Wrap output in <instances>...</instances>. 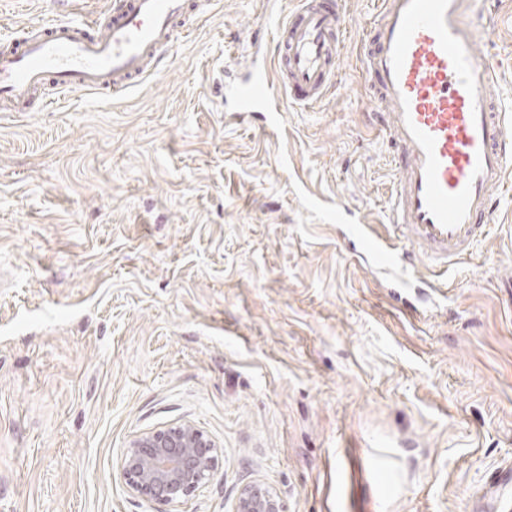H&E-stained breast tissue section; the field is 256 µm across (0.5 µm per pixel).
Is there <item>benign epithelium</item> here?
<instances>
[{"label": "benign epithelium", "mask_w": 512, "mask_h": 512, "mask_svg": "<svg viewBox=\"0 0 512 512\" xmlns=\"http://www.w3.org/2000/svg\"><path fill=\"white\" fill-rule=\"evenodd\" d=\"M217 470L214 442L190 422L171 423L134 438L119 464L120 477L136 496L170 506L195 496ZM234 512H284L278 494L252 482L237 497Z\"/></svg>", "instance_id": "obj_1"}]
</instances>
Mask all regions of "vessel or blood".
<instances>
[{
  "mask_svg": "<svg viewBox=\"0 0 512 512\" xmlns=\"http://www.w3.org/2000/svg\"><path fill=\"white\" fill-rule=\"evenodd\" d=\"M472 0H381L365 26L367 107L385 131L394 173L390 221L399 244L355 223L360 254L401 276L414 256L446 268L469 256L497 218L499 193L512 189V113L501 104L496 64L477 53ZM197 0H119L110 17L38 24L35 32L0 37V110L40 112L45 88L119 93L156 75L159 47L193 29ZM342 0H298L272 32L277 71L249 68L233 90L242 112L283 121L285 101L323 98L338 67L346 33Z\"/></svg>",
  "mask_w": 512,
  "mask_h": 512,
  "instance_id": "1",
  "label": "vessel or blood"
}]
</instances>
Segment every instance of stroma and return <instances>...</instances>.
<instances>
[{
	"instance_id": "obj_1",
	"label": "stroma",
	"mask_w": 512,
	"mask_h": 512,
	"mask_svg": "<svg viewBox=\"0 0 512 512\" xmlns=\"http://www.w3.org/2000/svg\"><path fill=\"white\" fill-rule=\"evenodd\" d=\"M296 4L211 0L126 96L0 112V512H158L117 466L183 421L218 470L180 512L254 481L287 512H471L512 462V192L444 275L356 254L349 216L398 237L357 55L376 0H344L339 71L285 136L224 98ZM58 16L0 0V27ZM479 26L512 102V0Z\"/></svg>"
}]
</instances>
